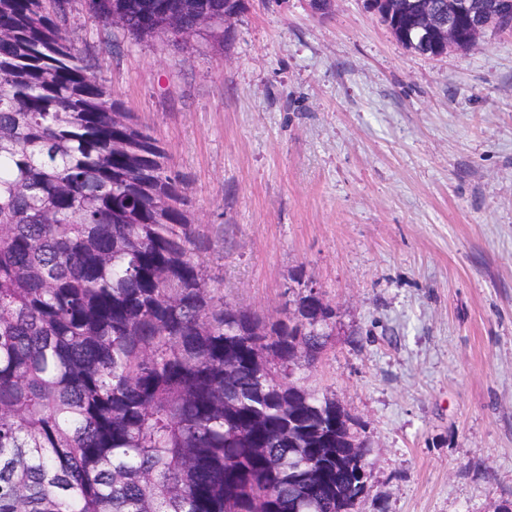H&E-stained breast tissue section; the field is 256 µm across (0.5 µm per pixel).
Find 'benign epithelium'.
<instances>
[{
	"mask_svg": "<svg viewBox=\"0 0 512 512\" xmlns=\"http://www.w3.org/2000/svg\"><path fill=\"white\" fill-rule=\"evenodd\" d=\"M512 31V0H493L479 9L472 0H446L439 8L429 0L416 5L409 37L427 54L442 50H469L488 33Z\"/></svg>",
	"mask_w": 512,
	"mask_h": 512,
	"instance_id": "1",
	"label": "benign epithelium"
}]
</instances>
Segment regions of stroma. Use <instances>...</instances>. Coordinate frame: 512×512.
Returning <instances> with one entry per match:
<instances>
[{"instance_id": "stroma-1", "label": "stroma", "mask_w": 512, "mask_h": 512, "mask_svg": "<svg viewBox=\"0 0 512 512\" xmlns=\"http://www.w3.org/2000/svg\"><path fill=\"white\" fill-rule=\"evenodd\" d=\"M66 27L184 175L225 301L333 309L302 375L372 448L360 512L512 501V36L428 57L361 0H248L223 52Z\"/></svg>"}]
</instances>
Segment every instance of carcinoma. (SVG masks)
<instances>
[{"label":"carcinoma","mask_w":512,"mask_h":512,"mask_svg":"<svg viewBox=\"0 0 512 512\" xmlns=\"http://www.w3.org/2000/svg\"><path fill=\"white\" fill-rule=\"evenodd\" d=\"M66 4L0 0V512H358L371 444L296 370L333 309L311 288L276 317L224 301L186 181ZM86 7L222 51L247 0Z\"/></svg>","instance_id":"1"}]
</instances>
